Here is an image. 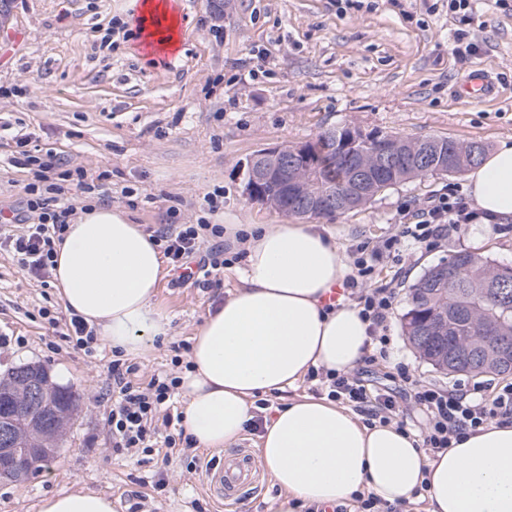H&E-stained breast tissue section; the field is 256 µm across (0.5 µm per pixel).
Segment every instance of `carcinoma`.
<instances>
[{
	"mask_svg": "<svg viewBox=\"0 0 512 512\" xmlns=\"http://www.w3.org/2000/svg\"><path fill=\"white\" fill-rule=\"evenodd\" d=\"M395 140L399 151L420 157L419 164L404 162L387 168L377 166L371 151L375 141ZM314 158L306 184L315 195H336V213L365 206L385 190L414 177L459 174L482 159L484 146L478 142L463 144L450 137L426 136L408 139L380 132L362 134L355 128H328L313 140ZM365 162L363 194L355 200L345 193L355 161ZM262 191L273 197L274 208H286L288 215L316 219L318 215L300 208H289L290 197L280 183L266 184ZM493 327L492 335L512 340V267L491 264L471 253L459 252L451 260L429 267L410 289L404 314V330L419 355L434 368L450 374H485L493 367L479 362L443 364L437 356L448 342L462 350L475 349L482 329ZM20 364L0 373V415L15 413V382ZM49 410L76 412L75 394L66 386L54 385L48 392Z\"/></svg>",
	"mask_w": 512,
	"mask_h": 512,
	"instance_id": "obj_1",
	"label": "carcinoma"
}]
</instances>
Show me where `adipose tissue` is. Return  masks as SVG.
<instances>
[{
    "instance_id": "1",
    "label": "adipose tissue",
    "mask_w": 512,
    "mask_h": 512,
    "mask_svg": "<svg viewBox=\"0 0 512 512\" xmlns=\"http://www.w3.org/2000/svg\"><path fill=\"white\" fill-rule=\"evenodd\" d=\"M467 186L479 210L512 217V142L487 154ZM239 230L224 227L225 240L246 253L238 284L195 330L180 387L184 428L200 448L236 445L258 395L296 388L312 368L349 371L370 341L358 307L324 304L348 274L333 228L254 224L243 240ZM165 275L159 243L109 206L85 209L56 245L53 286L65 310L129 355L169 333L154 303ZM259 459L284 494L278 512L359 491L394 506L420 498L426 512H512V423L485 424L430 455L394 424L369 426L350 409L302 394L265 425ZM39 510L115 512L111 499L84 489L45 498Z\"/></svg>"
}]
</instances>
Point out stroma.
<instances>
[{
    "label": "stroma",
    "instance_id": "35a3bbf8",
    "mask_svg": "<svg viewBox=\"0 0 512 512\" xmlns=\"http://www.w3.org/2000/svg\"><path fill=\"white\" fill-rule=\"evenodd\" d=\"M143 0H0V208L19 204L33 180L14 163L15 136L62 158L67 168L106 173L113 208L154 231L169 223L282 224L287 215L244 194L246 163L262 147L291 146L320 131L449 136L493 150L512 139V0H475L461 21L448 0H180L177 53L165 62L143 54L137 38L112 33L135 22ZM479 46L459 58L458 31ZM485 69L497 95L473 101L454 89ZM466 174L418 177L331 220L344 254L398 234L406 212ZM512 266V218L450 229L438 248L418 246L375 264L371 287L397 286L386 364H361L355 376L385 387L402 362L424 384L474 383L478 377L434 369L403 327L409 290L430 266L458 252ZM232 246L202 288L167 273L154 302L170 335L136 356L144 376L182 375L195 329L223 304L236 280ZM69 315L53 287L42 286L0 252V372L36 363L81 400L56 458L24 484L0 480V512H39L45 497L84 488L110 497L116 512H219L207 493L214 450L169 455L112 453L114 357L97 340L90 351L63 340ZM163 480L154 488L155 480Z\"/></svg>",
    "mask_w": 512,
    "mask_h": 512
}]
</instances>
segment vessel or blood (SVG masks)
<instances>
[{"mask_svg": "<svg viewBox=\"0 0 512 512\" xmlns=\"http://www.w3.org/2000/svg\"><path fill=\"white\" fill-rule=\"evenodd\" d=\"M495 84L488 72L476 70L467 75L458 85V92L467 98L487 99L493 96ZM207 487L222 507L238 504L242 494L257 486L259 482L252 455L239 450L215 459L206 467Z\"/></svg>", "mask_w": 512, "mask_h": 512, "instance_id": "b4317fda", "label": "vessel or blood"}]
</instances>
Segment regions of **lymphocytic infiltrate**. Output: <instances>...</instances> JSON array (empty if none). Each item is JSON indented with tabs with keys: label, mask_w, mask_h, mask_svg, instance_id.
Masks as SVG:
<instances>
[{
	"label": "lymphocytic infiltrate",
	"mask_w": 512,
	"mask_h": 512,
	"mask_svg": "<svg viewBox=\"0 0 512 512\" xmlns=\"http://www.w3.org/2000/svg\"><path fill=\"white\" fill-rule=\"evenodd\" d=\"M27 138H18L16 164L29 168L34 180L24 188L20 206L12 208L11 223L21 225L18 233L0 236V250L12 254L20 268L41 284H49L54 262L55 245L61 240L73 212L66 197L67 182H75L84 194L98 191L99 186L89 180L84 171L66 169L62 160L53 155L35 156L26 145ZM479 214L457 189L431 200L416 215V221L404 225L400 235L387 238L381 247L373 249L357 246L352 252L353 272L346 280V288L355 295L360 314L369 322L373 352L368 362L387 359L389 338L388 322L396 301L391 288H368L375 267L371 257L380 253L393 254L404 246L438 245L445 231L460 224L477 220ZM224 228L219 224H169L157 231L155 238L173 268H182L186 259L198 256L200 277L198 286L213 287V271L224 264V251L213 248L207 255H199L203 237L221 236ZM112 408L108 416V431L112 438V452L129 455L133 450L152 451L157 441L167 447H176L174 436H160L157 422L171 393L180 379L172 376H152L141 382L138 364L113 360ZM398 377L405 390L414 399L424 416L420 433L427 453L449 448L452 442L467 435L492 419H512V384L491 389L484 383L453 385L450 387L422 384L406 367H399ZM329 399L352 404L369 420L387 423L397 414L398 402L394 395L367 388L361 380L345 373L310 372Z\"/></svg>",
	"instance_id": "obj_1"
}]
</instances>
